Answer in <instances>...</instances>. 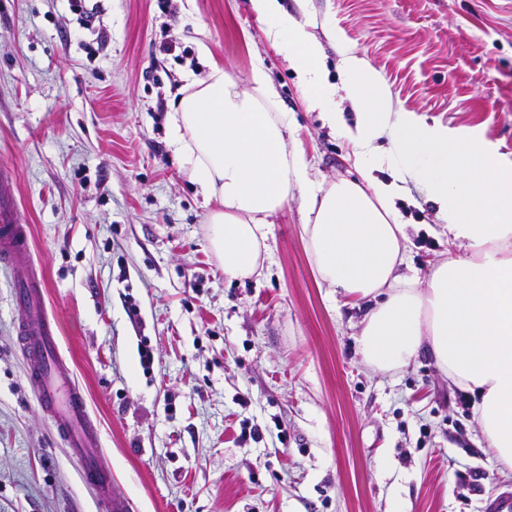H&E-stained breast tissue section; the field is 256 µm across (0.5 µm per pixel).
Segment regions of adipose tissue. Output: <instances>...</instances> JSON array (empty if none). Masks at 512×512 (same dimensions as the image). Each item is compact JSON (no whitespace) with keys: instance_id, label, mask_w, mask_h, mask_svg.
Returning <instances> with one entry per match:
<instances>
[{"instance_id":"obj_1","label":"adipose tissue","mask_w":512,"mask_h":512,"mask_svg":"<svg viewBox=\"0 0 512 512\" xmlns=\"http://www.w3.org/2000/svg\"><path fill=\"white\" fill-rule=\"evenodd\" d=\"M250 3L325 123H342L337 93L352 103L360 121L349 138L359 158L396 127L395 150L426 183L449 246L465 252L449 255L426 279L399 274L409 238L392 204L396 185L366 167L357 181L311 178L303 153L288 146L287 114L263 107L271 86L258 58L249 91L218 66L202 79L186 74L168 117V144L207 208L209 243L225 276L261 275L271 254L269 220L297 200L320 282L372 302L357 338L364 363L387 372L427 353L473 395L487 448L512 468V164L449 139L445 126L394 111L388 87L354 52H343V85L335 87L320 65L322 44L304 23L278 0Z\"/></svg>"}]
</instances>
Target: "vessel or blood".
Masks as SVG:
<instances>
[{
	"mask_svg": "<svg viewBox=\"0 0 512 512\" xmlns=\"http://www.w3.org/2000/svg\"><path fill=\"white\" fill-rule=\"evenodd\" d=\"M27 232L26 225L10 219L0 200V264L15 274L14 299L21 312L16 330L28 362V383L43 414L55 422L59 436L68 444L83 480L99 486L105 512H125V503L112 494L110 464L86 453L97 442L98 432L82 392L72 385L70 372L59 355L43 292L35 282Z\"/></svg>",
	"mask_w": 512,
	"mask_h": 512,
	"instance_id": "vessel-or-blood-1",
	"label": "vessel or blood"
}]
</instances>
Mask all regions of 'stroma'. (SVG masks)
<instances>
[{"mask_svg": "<svg viewBox=\"0 0 512 512\" xmlns=\"http://www.w3.org/2000/svg\"><path fill=\"white\" fill-rule=\"evenodd\" d=\"M92 2L87 26L68 0H0V174L100 431L92 453L128 512H478L512 488L472 396L427 354L386 373L364 364L370 303L318 286L297 202L268 227L262 276L225 278L167 143L185 73L215 64L247 90L259 57L312 178L355 179L351 104L336 131L308 109L250 0ZM280 3L311 23L330 83L355 51L395 111L512 164V0ZM402 187L412 244L399 271L423 278L448 242L426 184ZM14 288L0 266V512H101L28 385ZM244 422L259 439H240Z\"/></svg>", "mask_w": 512, "mask_h": 512, "instance_id": "35a3bbf8", "label": "stroma"}]
</instances>
